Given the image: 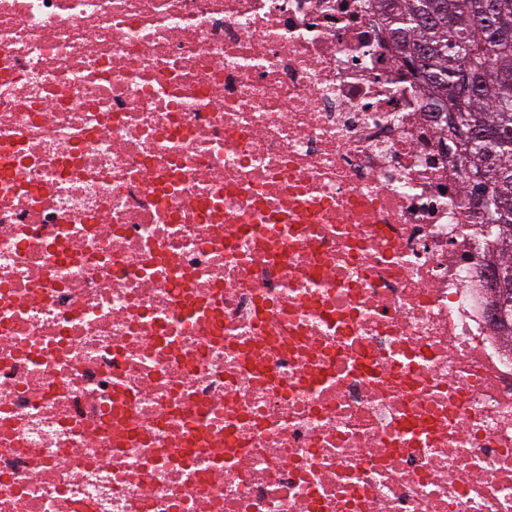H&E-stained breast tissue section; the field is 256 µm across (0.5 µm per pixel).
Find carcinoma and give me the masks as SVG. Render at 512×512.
Returning a JSON list of instances; mask_svg holds the SVG:
<instances>
[{
    "label": "carcinoma",
    "instance_id": "cac0c4a2",
    "mask_svg": "<svg viewBox=\"0 0 512 512\" xmlns=\"http://www.w3.org/2000/svg\"><path fill=\"white\" fill-rule=\"evenodd\" d=\"M384 29L410 65L424 106L441 118L470 201L482 199L480 234L491 258L512 269V0H380ZM493 228H487V225ZM512 323V288L499 292Z\"/></svg>",
    "mask_w": 512,
    "mask_h": 512
}]
</instances>
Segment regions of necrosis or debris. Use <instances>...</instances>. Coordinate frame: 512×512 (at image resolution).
Listing matches in <instances>:
<instances>
[{
    "mask_svg": "<svg viewBox=\"0 0 512 512\" xmlns=\"http://www.w3.org/2000/svg\"><path fill=\"white\" fill-rule=\"evenodd\" d=\"M377 0H0V512H512V333Z\"/></svg>",
    "mask_w": 512,
    "mask_h": 512,
    "instance_id": "1",
    "label": "necrosis or debris"
}]
</instances>
